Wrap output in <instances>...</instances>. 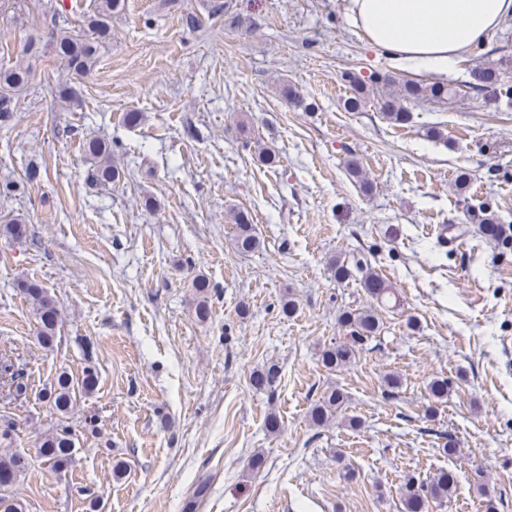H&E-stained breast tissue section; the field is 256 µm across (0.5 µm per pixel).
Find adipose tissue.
<instances>
[{
    "mask_svg": "<svg viewBox=\"0 0 512 512\" xmlns=\"http://www.w3.org/2000/svg\"><path fill=\"white\" fill-rule=\"evenodd\" d=\"M512 0H350L349 17L398 65L447 72L504 18Z\"/></svg>",
    "mask_w": 512,
    "mask_h": 512,
    "instance_id": "adipose-tissue-1",
    "label": "adipose tissue"
}]
</instances>
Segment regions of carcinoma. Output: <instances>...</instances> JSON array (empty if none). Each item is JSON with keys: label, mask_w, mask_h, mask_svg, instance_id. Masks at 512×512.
<instances>
[{"label": "carcinoma", "mask_w": 512, "mask_h": 512, "mask_svg": "<svg viewBox=\"0 0 512 512\" xmlns=\"http://www.w3.org/2000/svg\"><path fill=\"white\" fill-rule=\"evenodd\" d=\"M124 8V0H97L93 11L83 13L85 27L73 31L69 28H58L52 32L48 45L54 55L65 63L69 82L59 89L60 98L68 104H78L76 85L82 83L97 63L101 49L112 39V17ZM30 69L21 65L0 67V103L14 101L13 91L28 83ZM351 93L345 98L343 107L348 112H356L363 106L370 87L374 85L390 86L398 84L394 94H387L381 99L380 109L387 119L395 123L410 120V112L402 106L407 99L446 102L454 98V92L447 84L439 81L423 83L415 80H397L389 75H371L369 80L353 74L344 75ZM469 85L477 91L485 92L492 99L512 100V85L501 78V72L495 64L479 65L470 71ZM85 154L90 160L86 171V180L95 186H106L121 180L120 171L112 166V144L100 139H92L84 145ZM480 223L497 229L495 237L505 247L512 245V235L497 225L494 215L485 211ZM235 249L242 253H252L261 246L255 233L252 218L245 211L238 212L235 221ZM364 272L361 278L363 288L376 300L380 301L391 295L384 281L372 271H363L361 263L350 266L345 260L338 258L332 267L336 280L342 282L353 276V270ZM199 294L196 305L197 316L201 319L209 315L208 288L210 284L202 278L193 282ZM18 288L30 301L36 318L39 320L38 336L41 343L48 345L55 339L60 320V312L56 301L49 290L32 281H21ZM343 326L349 328L353 343L339 344L322 352V364L328 369H335L351 361L355 356L356 344L377 334L380 322L372 310L361 312L346 311L341 316ZM97 376L91 369L83 370L78 377L67 371L56 374L49 386L43 389V398L57 412L65 415L76 403L77 395L88 394L95 389ZM343 405V394L337 391L322 397L311 412V420L316 425L327 421L338 408ZM75 437L67 426H62L49 434L39 448V456L43 463L53 471L69 467L74 462ZM28 468L25 456L14 453L0 460V480L9 479L14 482L18 475ZM454 477L447 472L441 473L428 485L408 481L403 492L406 512H421L424 499L431 497L444 500L452 495Z\"/></svg>", "instance_id": "cac0c4a2"}]
</instances>
